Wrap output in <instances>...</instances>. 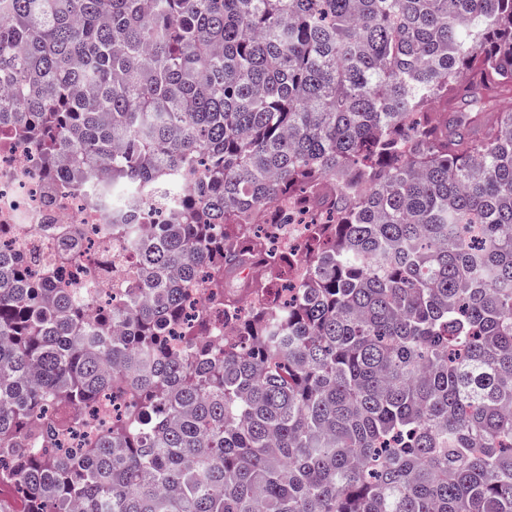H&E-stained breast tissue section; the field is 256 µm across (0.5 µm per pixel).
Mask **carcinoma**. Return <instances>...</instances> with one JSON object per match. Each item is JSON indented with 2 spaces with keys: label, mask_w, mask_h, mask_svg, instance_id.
I'll return each instance as SVG.
<instances>
[{
  "label": "carcinoma",
  "mask_w": 512,
  "mask_h": 512,
  "mask_svg": "<svg viewBox=\"0 0 512 512\" xmlns=\"http://www.w3.org/2000/svg\"><path fill=\"white\" fill-rule=\"evenodd\" d=\"M1 17L0 128L52 184L107 169L136 287L94 311L69 255L36 276L0 245V512H512V0ZM131 190L171 222H129ZM308 212L276 250L264 225Z\"/></svg>",
  "instance_id": "carcinoma-1"
}]
</instances>
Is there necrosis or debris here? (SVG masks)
I'll use <instances>...</instances> for the list:
<instances>
[{"instance_id": "1", "label": "necrosis or debris", "mask_w": 512, "mask_h": 512, "mask_svg": "<svg viewBox=\"0 0 512 512\" xmlns=\"http://www.w3.org/2000/svg\"><path fill=\"white\" fill-rule=\"evenodd\" d=\"M103 185V180L95 179L76 189L52 191L42 176L39 147L0 138V224L15 228L6 246L32 258V270L38 273L60 246L64 226H80L86 244L79 267L69 277L70 287L93 289L95 299L108 298L121 307L128 300L127 293L113 287L112 279L122 276V268H115L109 277L98 273L112 260V208L90 203L94 190Z\"/></svg>"}]
</instances>
